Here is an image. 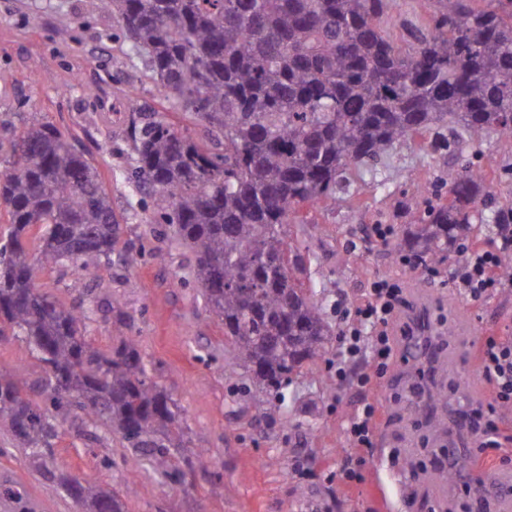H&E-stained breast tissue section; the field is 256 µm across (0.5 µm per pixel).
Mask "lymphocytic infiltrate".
<instances>
[{
  "label": "lymphocytic infiltrate",
  "mask_w": 512,
  "mask_h": 512,
  "mask_svg": "<svg viewBox=\"0 0 512 512\" xmlns=\"http://www.w3.org/2000/svg\"><path fill=\"white\" fill-rule=\"evenodd\" d=\"M493 238L494 244L489 248L461 243V260L448 271L460 293L474 302L489 298L507 285L499 268L503 255L512 254V226L494 225ZM405 304L403 291L393 279L380 276L371 283L364 301L353 309L352 325L338 338L343 356L336 361L337 379L352 374L364 387L383 379L394 357L406 362L414 359L413 335L397 336L392 330L397 313ZM368 356L377 363L374 374L355 372V362ZM479 374L491 386L492 397L482 409L463 414L461 422L473 438L472 455L494 456L505 462L512 453L504 446L500 424L505 409L512 407V336L491 335L482 340ZM374 415V406L367 404L349 420L346 432L350 448L336 471L339 481L362 482L360 466L365 453L374 446Z\"/></svg>",
  "instance_id": "f902f5d3"
}]
</instances>
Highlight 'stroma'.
<instances>
[{
	"label": "stroma",
	"mask_w": 512,
	"mask_h": 512,
	"mask_svg": "<svg viewBox=\"0 0 512 512\" xmlns=\"http://www.w3.org/2000/svg\"><path fill=\"white\" fill-rule=\"evenodd\" d=\"M429 18V0H397L384 26L394 42L407 45L426 35ZM134 83L140 92L133 97ZM146 107L186 123L157 96L122 31L93 0H0V122L8 126L0 138L31 118L49 121L97 165L121 223L113 260L99 264L94 283L66 268L44 269L38 282L68 305L118 299L126 323L98 314L87 340L107 352L121 337H134L152 381L178 406L186 445L176 457L210 451L207 468L174 482L118 439L94 440L67 423L58 429L57 468L118 492L128 512H512V492L488 496L481 509L455 479L440 477L450 466L472 470L459 417L489 400L491 389L470 343L512 333V288L481 303L461 295L448 280L460 259L455 239L440 263L411 271L397 262L409 251L403 232L413 215L444 195L465 167L484 171L492 188L486 221L469 238L492 240L489 221L512 209V138L491 134L448 153L424 148L416 137L363 169L342 204L300 208L289 240L308 259L305 283L332 335L347 327L337 301L355 305L372 279L385 274L406 288L412 305L428 307L442 364L427 377L421 363L396 360L383 383L363 388L337 379L331 350L304 364L274 397L232 366V346L222 321L204 305L190 253L170 244L168 226L142 223L132 209L142 195L130 130ZM375 224L394 225L395 237L377 241L370 235ZM125 255L134 256L133 265L122 263ZM0 363L19 368L28 396L43 404L42 365L25 337L0 332ZM367 402L376 407L379 453L396 459L367 458L363 482L343 484L336 459L349 446L345 427ZM422 405L439 425L415 416ZM9 441L0 428V491L24 490L35 512H79L64 493L46 490L25 452Z\"/></svg>",
	"instance_id": "35a3bbf8"
}]
</instances>
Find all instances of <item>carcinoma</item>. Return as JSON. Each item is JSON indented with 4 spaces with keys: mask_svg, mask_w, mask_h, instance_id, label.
Instances as JSON below:
<instances>
[{
    "mask_svg": "<svg viewBox=\"0 0 512 512\" xmlns=\"http://www.w3.org/2000/svg\"><path fill=\"white\" fill-rule=\"evenodd\" d=\"M394 0H96L136 49L158 95L201 128L153 112L134 128V169L152 188L145 224H173L194 259L209 310L232 340V364L277 392L327 352L321 304L304 292V257L288 242L297 207L339 203L353 168L415 135L448 150L490 132L512 136V0H434L431 34L400 46L381 28ZM455 136L450 138L447 132ZM0 170V325L25 336L44 366V412L18 369L0 365V426L48 488L81 512H126L122 497L57 471L56 426L98 423L171 479L185 447L174 403L132 339L108 353L87 326L117 302L71 308L37 274L68 266L90 279L112 260L119 221L95 165L53 124L26 123ZM483 176L452 178L448 201L418 218L424 265L448 238L484 221ZM41 227L30 250L24 236Z\"/></svg>",
    "mask_w": 512,
    "mask_h": 512,
    "instance_id": "carcinoma-1",
    "label": "carcinoma"
}]
</instances>
